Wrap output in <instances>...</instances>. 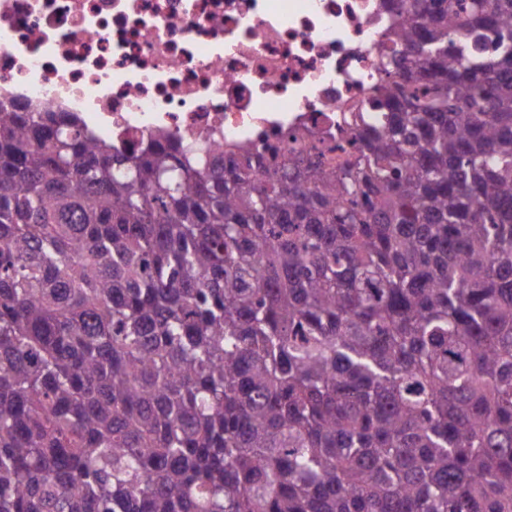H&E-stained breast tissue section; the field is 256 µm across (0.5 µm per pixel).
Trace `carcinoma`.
<instances>
[{
    "label": "carcinoma",
    "instance_id": "1",
    "mask_svg": "<svg viewBox=\"0 0 512 512\" xmlns=\"http://www.w3.org/2000/svg\"><path fill=\"white\" fill-rule=\"evenodd\" d=\"M385 37L334 158L0 101V512H512V0Z\"/></svg>",
    "mask_w": 512,
    "mask_h": 512
}]
</instances>
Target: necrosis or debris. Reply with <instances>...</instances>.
I'll return each instance as SVG.
<instances>
[{"label": "necrosis or debris", "instance_id": "obj_1", "mask_svg": "<svg viewBox=\"0 0 512 512\" xmlns=\"http://www.w3.org/2000/svg\"><path fill=\"white\" fill-rule=\"evenodd\" d=\"M391 21L382 0H0V99L120 148L332 133L369 95Z\"/></svg>", "mask_w": 512, "mask_h": 512}]
</instances>
